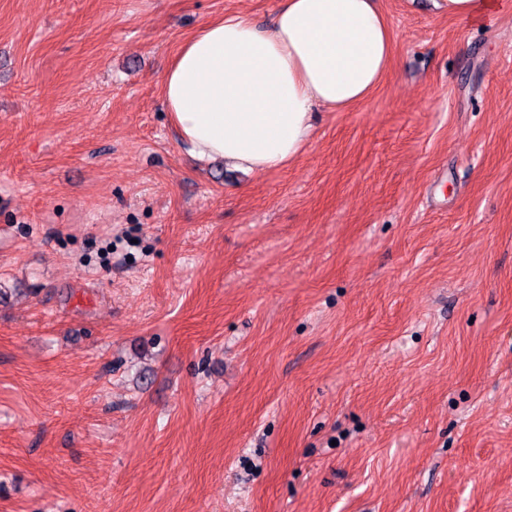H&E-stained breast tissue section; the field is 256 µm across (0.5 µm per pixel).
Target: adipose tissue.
<instances>
[{
    "mask_svg": "<svg viewBox=\"0 0 512 512\" xmlns=\"http://www.w3.org/2000/svg\"><path fill=\"white\" fill-rule=\"evenodd\" d=\"M391 54L376 0H285L269 26L225 16L185 40L163 75V100L199 159L266 173L303 151L314 108L366 102Z\"/></svg>",
    "mask_w": 512,
    "mask_h": 512,
    "instance_id": "adipose-tissue-1",
    "label": "adipose tissue"
}]
</instances>
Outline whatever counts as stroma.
I'll use <instances>...</instances> for the list:
<instances>
[{
	"instance_id": "35a3bbf8",
	"label": "stroma",
	"mask_w": 512,
	"mask_h": 512,
	"mask_svg": "<svg viewBox=\"0 0 512 512\" xmlns=\"http://www.w3.org/2000/svg\"><path fill=\"white\" fill-rule=\"evenodd\" d=\"M281 5L0 0V512H512V0L199 161L165 70Z\"/></svg>"
}]
</instances>
